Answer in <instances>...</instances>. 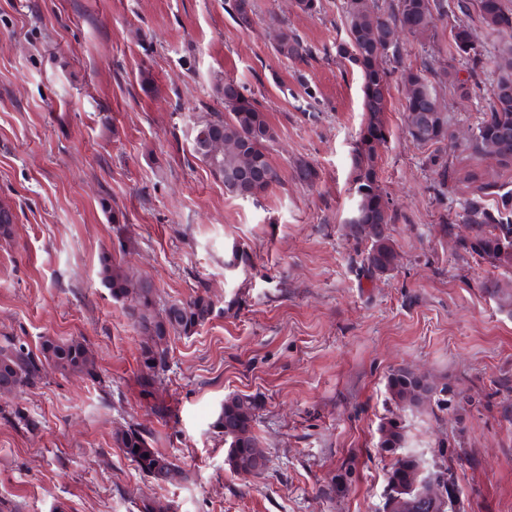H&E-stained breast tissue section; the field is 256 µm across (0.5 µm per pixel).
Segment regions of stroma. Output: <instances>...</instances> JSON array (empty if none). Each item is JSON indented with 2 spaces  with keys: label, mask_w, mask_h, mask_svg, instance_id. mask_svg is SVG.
<instances>
[{
  "label": "stroma",
  "mask_w": 512,
  "mask_h": 512,
  "mask_svg": "<svg viewBox=\"0 0 512 512\" xmlns=\"http://www.w3.org/2000/svg\"><path fill=\"white\" fill-rule=\"evenodd\" d=\"M250 27L224 0H0V202L14 207L0 242V345L43 337L89 341L98 381L56 372L0 397V505L10 512H382L395 456L377 447L383 418L406 431L397 456L423 472L455 473L459 512H512V309L481 287L512 283V269L461 260L438 226L468 197L472 173L512 189V167L474 159L467 134L497 75L471 99L438 97L454 134L453 178L437 200L434 149L407 133L392 86L390 137L379 177L402 218L390 275L361 269L346 234L351 156L361 128V79L337 59L346 0H253ZM311 49L273 50L278 22ZM450 29L421 42L400 35L405 64L448 63ZM251 91L276 131L269 158L279 181L259 201L226 195L193 156L199 117L223 111L218 84ZM317 171L296 175L298 161ZM129 226L112 231L113 209ZM253 268L226 270L232 245ZM152 280L159 306L208 291L216 311L172 338L168 367L143 396L140 336L102 285L103 253ZM398 367L441 386L438 402L398 409L387 378ZM259 396L255 433L269 459L257 477L224 464L212 424L228 395ZM169 414L152 413V403ZM27 424H19L15 410ZM138 423L151 446L186 472L180 484L143 476L112 442Z\"/></svg>",
  "instance_id": "obj_1"
}]
</instances>
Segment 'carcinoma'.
Segmentation results:
<instances>
[{
    "label": "carcinoma",
    "mask_w": 512,
    "mask_h": 512,
    "mask_svg": "<svg viewBox=\"0 0 512 512\" xmlns=\"http://www.w3.org/2000/svg\"><path fill=\"white\" fill-rule=\"evenodd\" d=\"M454 9L464 16L470 10L479 13L481 21L501 41L497 54L490 56L480 49L461 58L456 52L468 42L467 26H451L449 55L459 60L453 65L434 67L427 62L414 68L402 62L401 46L389 39L400 28L411 35L436 33L438 25L448 17L446 0H386L384 7L371 8L367 0H348L345 25L348 39L336 45V56L355 66L361 76V101L364 120L352 156V190L355 207L346 220L347 235L356 242L366 241L369 247L362 256V268L372 277H382L393 271L398 254L391 235V226L399 218L381 188L378 160L387 143L390 86L396 80L404 87V111L407 131L419 144L436 146L429 158L434 174L438 199L445 197L448 184V160L441 152L448 142V118L439 106L437 88L450 84L454 94L469 98L480 88L481 74L493 66L498 71L496 83L489 90L490 103L469 139L468 149L475 156L495 154L500 164L512 166V13L504 9L502 0H456ZM226 11L241 27L252 22V0H229ZM386 43L384 51L376 45ZM275 52L286 59H298L310 54V49L292 28L281 24L274 44ZM467 79H456L460 71ZM224 111L203 117L194 135L195 157L204 162L211 173L224 184L225 191L241 199L256 200L278 182L267 145L275 137L268 114L243 85L233 79L224 80L218 88ZM219 138L223 153L213 158L207 143ZM251 154V167L236 174L238 148ZM495 203H488V198ZM469 233H456V220L446 217L439 225L442 236L455 237L459 249L493 267L512 269V189L505 190L495 181L483 180L466 198L460 214ZM112 231L119 249H125L127 224L120 210H112ZM224 267L246 272L252 268V254L237 245L232 247ZM101 282L112 298L128 303L127 311L134 321L142 341L139 363L142 368L143 392L153 386L159 374L167 368L169 341L173 336H191L209 322L215 313V303L208 292H198L189 300L157 308L156 289L147 279L122 266L114 255L100 258ZM484 291L498 297L505 305L512 304V293L499 281L482 283ZM52 369L61 374L81 373L92 381L98 374L92 352L86 340H61L45 337L35 351L12 340L0 346V388L14 393L39 384ZM391 401L397 406L418 407L420 393H433L437 387L429 381L417 386L413 371L400 367L390 373L387 382ZM262 407L257 396L233 394L224 398L214 427L224 437V464L241 476H254L267 469L268 458L254 433L258 412ZM378 447L394 451L403 447L404 427L396 418H387L378 428ZM113 442L144 476L156 481L173 483L182 479L180 468L168 457L151 448L149 432L138 423H131L113 433ZM421 463L412 456L397 459L389 472V493L382 512H442L453 508V473L449 468L437 469L420 477Z\"/></svg>",
    "instance_id": "cac0c4a2"
}]
</instances>
